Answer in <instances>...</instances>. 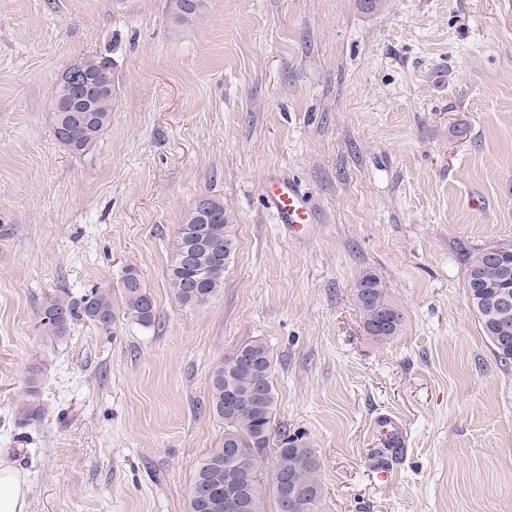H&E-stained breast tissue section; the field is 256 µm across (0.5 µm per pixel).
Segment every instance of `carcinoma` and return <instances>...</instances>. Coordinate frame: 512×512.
Here are the masks:
<instances>
[{"label":"carcinoma","mask_w":512,"mask_h":512,"mask_svg":"<svg viewBox=\"0 0 512 512\" xmlns=\"http://www.w3.org/2000/svg\"><path fill=\"white\" fill-rule=\"evenodd\" d=\"M203 0H169L175 22L184 24L200 17ZM72 96L58 88L52 103L53 128L61 125L74 131V144L66 146L73 154L91 150L111 123L112 95L94 101L91 112H59L57 104L71 103ZM211 219L189 211L175 231V252L168 272L169 288L178 303L191 309L208 305L224 288V272L207 268L211 258L231 260L234 256V218L224 201L212 196ZM199 244L193 266H186L183 251L190 243ZM481 247L469 254L465 285L481 330L495 358L504 366L512 363V248L506 247L496 258ZM126 313L140 324L150 326L156 319V302L142 285L140 274L129 267L121 281ZM362 328L376 344L397 336L403 327V314L380 280L362 275L353 290ZM112 289L95 288L79 303L67 297L46 299L39 312L42 334L66 336L79 320L95 324L112 322ZM274 356L261 338L249 340L224 358L212 375V411L224 420V437L199 463L189 488L190 512H224V469L233 464L240 482L231 495L242 505L239 512H264L267 496H273L276 512H284L275 487L265 480L267 466L273 475L287 476L295 495L294 512H318L323 497L321 464L298 435L274 434L276 389L273 381ZM38 368L31 371L28 389L18 401V424L40 421L45 408L39 392Z\"/></svg>","instance_id":"obj_1"}]
</instances>
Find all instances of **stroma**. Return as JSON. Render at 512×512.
<instances>
[{
  "mask_svg": "<svg viewBox=\"0 0 512 512\" xmlns=\"http://www.w3.org/2000/svg\"><path fill=\"white\" fill-rule=\"evenodd\" d=\"M88 56L116 97L75 155L52 99ZM272 175L303 188L302 230L268 209ZM202 194L236 251L192 310L168 270ZM490 244L512 246V0H203L185 24L168 0H0V467L24 512H189L224 435L213 371L253 337L276 426L321 462L318 512H512V365L465 287L466 250ZM130 266L154 325L123 308ZM366 273L403 313L384 345L353 300ZM106 286L110 329L38 330L48 297ZM35 365L45 415L22 427ZM386 418L405 443L384 461Z\"/></svg>",
  "mask_w": 512,
  "mask_h": 512,
  "instance_id": "stroma-1",
  "label": "stroma"
}]
</instances>
